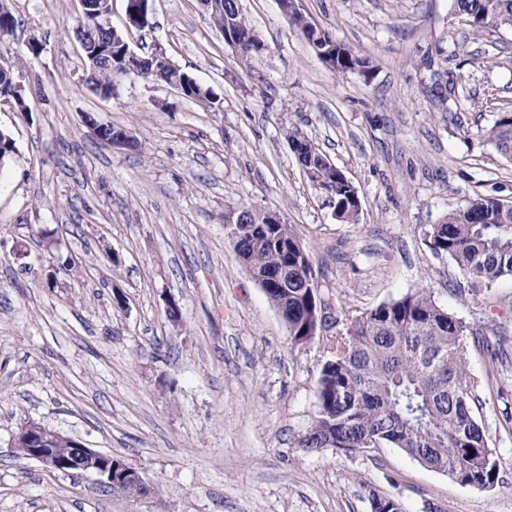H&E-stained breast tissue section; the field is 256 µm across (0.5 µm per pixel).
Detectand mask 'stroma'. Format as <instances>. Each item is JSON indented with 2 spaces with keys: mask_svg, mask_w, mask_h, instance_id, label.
I'll return each mask as SVG.
<instances>
[{
  "mask_svg": "<svg viewBox=\"0 0 512 512\" xmlns=\"http://www.w3.org/2000/svg\"><path fill=\"white\" fill-rule=\"evenodd\" d=\"M14 3L0 61L27 109L0 106L16 148L0 164V512H371L372 490L403 512H512V279L460 297L468 279L424 236L475 196L512 200V160L485 137L512 111V30L473 31L454 0H299L373 61L341 75L278 0H239L262 45L246 65L198 0H154L131 47L164 48L218 101L140 80L113 100L82 79L77 0ZM88 113L137 148L101 143ZM292 125L357 188V222L336 221L304 178ZM238 208L287 219L341 323L424 288L486 338L468 370L485 381L492 487L391 445L299 448L328 342H291L224 227ZM30 420L124 460L152 493L21 457L14 436Z\"/></svg>",
  "mask_w": 512,
  "mask_h": 512,
  "instance_id": "35a3bbf8",
  "label": "stroma"
}]
</instances>
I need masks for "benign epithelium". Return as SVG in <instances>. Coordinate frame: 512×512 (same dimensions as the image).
<instances>
[{
	"label": "benign epithelium",
	"mask_w": 512,
	"mask_h": 512,
	"mask_svg": "<svg viewBox=\"0 0 512 512\" xmlns=\"http://www.w3.org/2000/svg\"><path fill=\"white\" fill-rule=\"evenodd\" d=\"M144 3L145 6L140 9L133 6L129 0L125 3V27L122 31L112 26L109 17L102 18L101 25L112 33L107 41L96 39L87 33L78 36L83 61L92 66L104 62L112 70V86L102 94L104 98H110L113 91L123 89L127 79L139 78L142 75L145 67L144 58L130 48L129 35L132 31L139 30L149 23L152 0H144ZM279 7L287 17L293 14L300 17V29L312 44L316 55L320 60L329 62V50H327V44L323 42L322 33L300 12L298 0H283L279 3ZM85 123L94 134L104 137L112 146L134 145L130 134L114 132L111 126L97 122L89 114L85 116ZM224 223L227 234L233 238L238 234L239 225L247 223V215L232 209L226 212ZM53 434L54 430L32 421L20 429L16 440L24 441L29 457L48 471L78 469L83 473L96 476L100 483L110 488L116 485L112 480V455L88 448L81 442L75 443L72 448H53L51 447Z\"/></svg>",
	"instance_id": "obj_1"
}]
</instances>
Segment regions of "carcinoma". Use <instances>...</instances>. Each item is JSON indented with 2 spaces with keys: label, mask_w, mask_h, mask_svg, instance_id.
<instances>
[{
  "label": "carcinoma",
  "mask_w": 512,
  "mask_h": 512,
  "mask_svg": "<svg viewBox=\"0 0 512 512\" xmlns=\"http://www.w3.org/2000/svg\"><path fill=\"white\" fill-rule=\"evenodd\" d=\"M0 12V41L17 26L13 6ZM459 15L474 31L512 29V0H455ZM221 31L233 27L250 31L239 0H216L207 12ZM339 74L370 68L368 57L340 46L334 57ZM112 84L107 67L86 82L96 93ZM488 139L512 159V112H504L487 130ZM300 156L306 179L343 207L345 221L358 215L350 189L339 168ZM436 256L450 258L473 285L490 286L512 277V206L502 199L478 196L454 209L425 233ZM235 250L252 272L275 273L288 266V289L272 292L269 300L279 309L295 344L311 340L316 321L313 307L322 297L319 271L289 224H249ZM474 332L463 320L441 307L424 289L382 303L349 322L345 331L329 339L331 353L320 371L317 415L300 440L310 453L333 448L344 453L363 452L381 444L401 449L453 481L487 488L497 480L495 449L476 412L481 380L467 368Z\"/></svg>",
  "instance_id": "cac0c4a2"
}]
</instances>
